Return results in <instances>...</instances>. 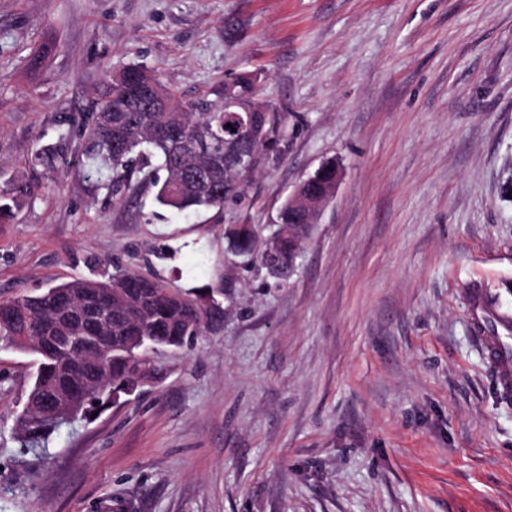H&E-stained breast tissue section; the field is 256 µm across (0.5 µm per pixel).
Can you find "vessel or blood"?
Instances as JSON below:
<instances>
[{
	"label": "vessel or blood",
	"mask_w": 512,
	"mask_h": 512,
	"mask_svg": "<svg viewBox=\"0 0 512 512\" xmlns=\"http://www.w3.org/2000/svg\"><path fill=\"white\" fill-rule=\"evenodd\" d=\"M474 331L493 370L503 401H512V325L502 324L496 334H488L486 324L495 314L481 291L473 293Z\"/></svg>",
	"instance_id": "1"
}]
</instances>
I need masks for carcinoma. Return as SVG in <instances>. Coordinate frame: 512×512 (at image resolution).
Masks as SVG:
<instances>
[{
  "label": "carcinoma",
  "instance_id": "obj_1",
  "mask_svg": "<svg viewBox=\"0 0 512 512\" xmlns=\"http://www.w3.org/2000/svg\"><path fill=\"white\" fill-rule=\"evenodd\" d=\"M106 90L81 128L80 163L87 177L103 188L117 186L136 172L143 173L142 182L156 189L158 204L178 212L219 208L242 199L246 187L259 172L255 167L231 175L224 172V153L241 143L224 135V126L236 124L241 117L252 125V148L259 152L258 163L267 151L280 152L287 137L286 121L279 112H226L224 104H250L259 100L255 79L239 75L235 82L223 86L215 98L204 99L189 107L166 86L153 70L133 65L118 73L105 75ZM144 88L149 95L139 98L146 105L150 97L164 100V112H123V101ZM205 138L209 152L200 154L195 144ZM67 150V136L38 149L30 158L33 167H52ZM164 175H159V172ZM336 175V162L328 161L312 175L313 188L321 189ZM31 187L18 182L0 185V221L14 219L19 199ZM314 225L300 224L297 216L283 204L278 227L257 246L258 232L250 224H234L227 229L230 250L265 270L276 268L274 278L287 281L294 261L310 239ZM80 288H107L112 291V304L103 313L112 316V344L127 339L139 340L133 352L119 351L109 362L112 375L100 390L77 399L52 416H42L45 400L58 377L78 368L79 360L66 343H57L47 352L35 346L16 342L13 325L0 322V341L36 358L38 367L28 391L25 408L17 418L16 428L31 448H43L49 437L61 426L82 418L89 419L125 394L132 380L148 384L159 373L153 360L139 355L147 351L178 350L193 344L200 336L224 322V308L211 297L212 287L182 291L170 287L151 271L118 270L97 277H76L46 287L35 295H20L1 302L0 309L12 307L25 311L24 325L30 336H52L53 321L47 315L48 305L76 296Z\"/></svg>",
  "mask_w": 512,
  "mask_h": 512
}]
</instances>
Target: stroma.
<instances>
[{"label":"stroma","mask_w":512,"mask_h":512,"mask_svg":"<svg viewBox=\"0 0 512 512\" xmlns=\"http://www.w3.org/2000/svg\"><path fill=\"white\" fill-rule=\"evenodd\" d=\"M133 64L189 103L255 77L287 148L245 203L186 215L83 177L104 74ZM62 133L64 161L30 168ZM328 160L287 283L228 256L225 225L268 236ZM10 180L32 192L0 223V302L150 267L218 284L224 322L33 452L15 424L35 358L0 344V512H512V403L472 303L512 318V0H0Z\"/></svg>","instance_id":"obj_1"}]
</instances>
